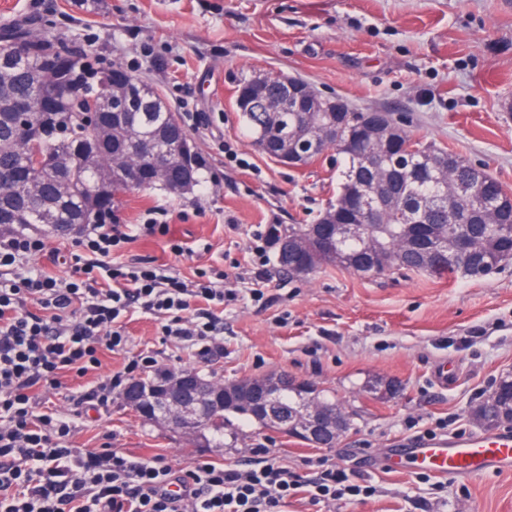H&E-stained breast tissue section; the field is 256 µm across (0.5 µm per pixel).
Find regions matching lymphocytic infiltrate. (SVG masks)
Listing matches in <instances>:
<instances>
[{"label": "lymphocytic infiltrate", "mask_w": 512, "mask_h": 512, "mask_svg": "<svg viewBox=\"0 0 512 512\" xmlns=\"http://www.w3.org/2000/svg\"><path fill=\"white\" fill-rule=\"evenodd\" d=\"M82 232L77 252L48 254L53 266H70L66 278L20 271L21 260L46 254L40 235L0 234V270L13 273L0 280V512H283L301 492L315 505L374 494V486L333 465L304 478L266 448L248 468L205 461L179 472L158 456L108 445L73 448V421L37 413L36 400L64 388L69 375L80 381L67 394L74 406L108 407L142 366L134 358L122 371L98 373L102 351L127 345L132 304L164 314V338L206 354L209 338L220 333L216 311L227 300L215 285L223 271L199 272L190 287L159 266L114 265L127 240L119 225L86 224Z\"/></svg>", "instance_id": "obj_1"}]
</instances>
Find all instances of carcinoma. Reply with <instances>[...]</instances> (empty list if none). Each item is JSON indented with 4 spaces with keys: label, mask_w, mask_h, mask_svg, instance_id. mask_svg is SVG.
<instances>
[{
    "label": "carcinoma",
    "mask_w": 512,
    "mask_h": 512,
    "mask_svg": "<svg viewBox=\"0 0 512 512\" xmlns=\"http://www.w3.org/2000/svg\"><path fill=\"white\" fill-rule=\"evenodd\" d=\"M14 46L17 57L0 55V225L8 230L26 228L40 223L39 215L50 212L58 224H97L109 221L117 196L128 191L120 179L108 180V186L98 187L91 167L112 173V152L130 150L141 136L151 134L172 142L186 132L183 124L167 102L154 101L158 89L140 76L123 69L112 68V76L126 81L131 94L126 96L121 110L128 122L121 136L103 139L97 130L79 126L77 116L86 108L100 112L99 124L112 129V111L103 106L105 90L97 85L106 67L81 48L67 44H52L44 34H37L21 25L0 29V42ZM60 82L70 84V97L62 106L33 113L36 128L29 134L16 123L15 113L22 108L38 107L40 92ZM237 92L251 96L249 111L242 113L255 148L262 140L275 142L279 133L291 139L297 149L317 157L307 137L297 134V126L309 115L311 105L300 93L288 95L284 110L270 111L271 101L281 97V90L272 85L252 93V81L238 84ZM369 113L353 108L346 112L345 121L337 127L340 140L337 154L344 160L339 173L336 197L344 201V212L337 215L342 224H354L358 218L349 206L353 193L373 181L376 170L369 158L370 142L363 137ZM401 143L382 161L380 169L399 176L400 190L385 224H367L364 234L380 245L377 258L363 252L364 244L345 238L340 251L360 255V266L352 267L335 255L320 252L321 238L308 232V225L290 227L288 236L298 237L302 247L281 257L278 264L295 276H306L325 265H331L363 276H377L395 269L430 274H457L467 266L473 276H483L499 264L512 259V206L497 213L495 223H487L484 212L474 207L481 188L506 194L502 185L484 174L479 179L475 167L461 158L448 166V182L460 191L453 205L465 223H450L448 201L441 190L423 173L448 160V152L422 140H412L402 132ZM70 163L58 181L43 182L38 174L59 160ZM468 234L466 260L455 258L451 249L457 229ZM252 419L264 428L270 425L255 417L251 410L232 400L218 409L199 430L212 448L224 447V427L228 415Z\"/></svg>",
    "instance_id": "carcinoma-1"
}]
</instances>
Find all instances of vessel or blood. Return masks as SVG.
<instances>
[{"mask_svg":"<svg viewBox=\"0 0 512 512\" xmlns=\"http://www.w3.org/2000/svg\"><path fill=\"white\" fill-rule=\"evenodd\" d=\"M389 471L412 468L439 478H473L512 471V434L432 438L402 448L386 460Z\"/></svg>","mask_w":512,"mask_h":512,"instance_id":"1","label":"vessel or blood"}]
</instances>
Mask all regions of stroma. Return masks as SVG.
Listing matches in <instances>:
<instances>
[{
  "instance_id": "1",
  "label": "stroma",
  "mask_w": 512,
  "mask_h": 512,
  "mask_svg": "<svg viewBox=\"0 0 512 512\" xmlns=\"http://www.w3.org/2000/svg\"><path fill=\"white\" fill-rule=\"evenodd\" d=\"M19 24L92 50L159 89L209 167L184 192L120 194L119 223L163 210L168 235L136 236L129 264L166 265L191 282L224 271L238 299L221 316V350L161 335V315L133 309L124 351L104 353L100 375L150 356L159 370L192 368L211 379L284 373L335 394L354 426L330 448H313L232 419L224 445L139 419L113 395L102 411L75 410L65 391L40 406L72 414L73 444L164 457L174 469L200 461L244 464L259 448L311 477L319 461L369 480L368 498L287 512H512V475L447 479L381 468L388 452L428 430L490 433L476 417L483 398L512 377V260L477 277L393 270L377 277L326 266L305 277L282 270L277 238L313 223L336 193V154L302 171L269 160L251 143L234 91L240 81L282 73L363 111L384 110L413 137L486 171L512 192V0H104L96 14L72 0H0V28ZM185 252L171 253L170 239ZM261 297H253V290ZM448 368V382L435 373ZM392 381L396 391L377 390Z\"/></svg>"
}]
</instances>
